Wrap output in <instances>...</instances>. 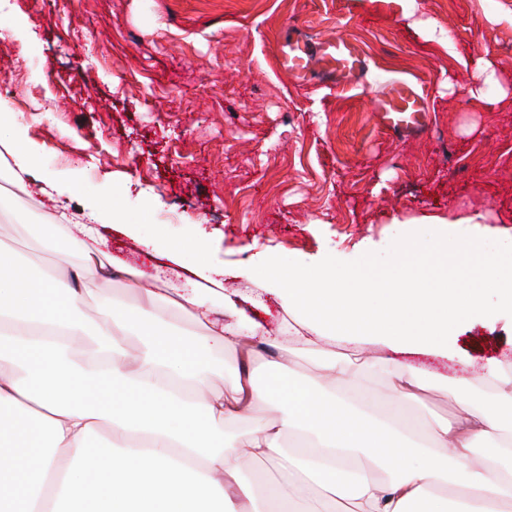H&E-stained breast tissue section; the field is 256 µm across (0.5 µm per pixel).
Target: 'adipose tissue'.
<instances>
[{
  "label": "adipose tissue",
  "instance_id": "obj_1",
  "mask_svg": "<svg viewBox=\"0 0 512 512\" xmlns=\"http://www.w3.org/2000/svg\"><path fill=\"white\" fill-rule=\"evenodd\" d=\"M95 213L43 214L49 249L70 268L37 269L0 247V512H257L246 461L273 464L264 512H312L319 498L338 512H512V369L489 362L491 396H463L460 420L428 423V445L407 447L399 409L430 382L404 356L451 358L463 323L512 318V234L449 229L422 237L399 221L388 255L350 266L295 262L265 279L295 324L271 335L253 318L227 322L197 287L150 291L142 273L115 265ZM123 278L136 307L107 302L86 319L85 283L108 289ZM189 317L187 333L155 318L159 305ZM145 340L128 351L127 337ZM344 336H376L384 355L363 361L330 351ZM276 350L265 384L249 369L234 395L215 387V356ZM317 356L323 383L288 373L283 362ZM382 384L397 408L365 411L348 385ZM265 405L270 419L253 416ZM248 430L215 444L224 426ZM107 430L111 469L92 449ZM492 446L473 457L477 439Z\"/></svg>",
  "mask_w": 512,
  "mask_h": 512
}]
</instances>
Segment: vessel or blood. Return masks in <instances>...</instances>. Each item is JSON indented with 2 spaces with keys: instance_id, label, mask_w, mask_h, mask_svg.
<instances>
[{
  "instance_id": "1",
  "label": "vessel or blood",
  "mask_w": 512,
  "mask_h": 512,
  "mask_svg": "<svg viewBox=\"0 0 512 512\" xmlns=\"http://www.w3.org/2000/svg\"><path fill=\"white\" fill-rule=\"evenodd\" d=\"M275 61L299 85H310L320 77L333 89L356 86L371 68L370 57L357 42L348 38L310 41L294 26L279 41ZM371 103L382 127L404 138L421 130L429 110L426 96L410 80L389 76L377 79Z\"/></svg>"
}]
</instances>
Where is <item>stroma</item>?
Here are the masks:
<instances>
[{
  "instance_id": "35a3bbf8",
  "label": "stroma",
  "mask_w": 512,
  "mask_h": 512,
  "mask_svg": "<svg viewBox=\"0 0 512 512\" xmlns=\"http://www.w3.org/2000/svg\"><path fill=\"white\" fill-rule=\"evenodd\" d=\"M21 53L0 90V125L34 165L0 244L52 264L37 232L52 196L72 210H120L141 241L106 230L116 262L155 287L143 239L227 269L212 297L269 329L288 314L264 278L299 258L350 265L384 256L392 216L485 217L512 232V0H0ZM356 40L376 63L362 84L298 85L274 64L288 26ZM94 55V66L85 58ZM409 78L429 119L404 139L382 129L367 95L378 74ZM457 360L411 355L431 386L411 414L445 419L480 390L488 359L512 366V321L462 325Z\"/></svg>"
}]
</instances>
